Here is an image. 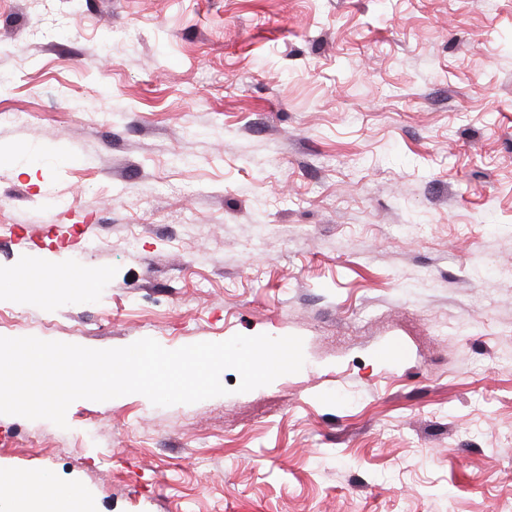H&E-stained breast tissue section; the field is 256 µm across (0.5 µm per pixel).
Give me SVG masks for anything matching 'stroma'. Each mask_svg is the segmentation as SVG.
<instances>
[{"instance_id": "1", "label": "stroma", "mask_w": 512, "mask_h": 512, "mask_svg": "<svg viewBox=\"0 0 512 512\" xmlns=\"http://www.w3.org/2000/svg\"><path fill=\"white\" fill-rule=\"evenodd\" d=\"M0 74V336L305 357L0 414V471L89 512H512V0H0ZM38 261L81 287L13 296Z\"/></svg>"}]
</instances>
